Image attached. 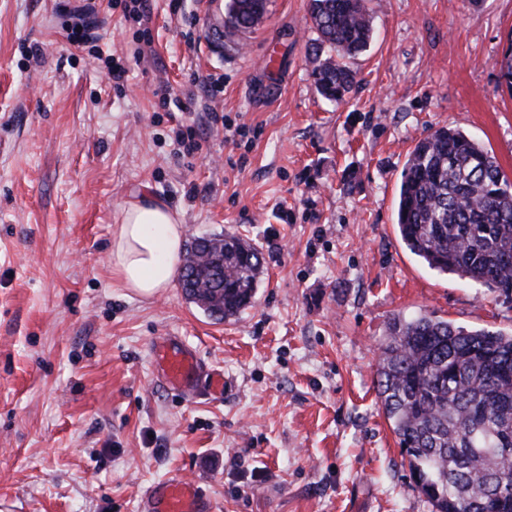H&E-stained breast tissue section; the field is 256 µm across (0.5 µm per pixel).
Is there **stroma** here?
Instances as JSON below:
<instances>
[{
    "label": "stroma",
    "mask_w": 512,
    "mask_h": 512,
    "mask_svg": "<svg viewBox=\"0 0 512 512\" xmlns=\"http://www.w3.org/2000/svg\"><path fill=\"white\" fill-rule=\"evenodd\" d=\"M58 2L0 0V512H142L177 475L215 512H432L377 398L388 323L510 333L512 298L420 263L395 198L408 153L441 126L512 179L495 66L512 0H367L375 36L338 104L311 75L307 0H270L246 34L225 27L228 0L176 14L166 0L141 13L77 0L80 15ZM80 27L87 41L71 43ZM161 90L188 110L164 111ZM144 195L180 213L185 239L259 249L235 319L176 283L149 298L118 287L112 230ZM159 336L226 390H170Z\"/></svg>",
    "instance_id": "35a3bbf8"
}]
</instances>
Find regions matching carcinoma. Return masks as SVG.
<instances>
[{
	"label": "carcinoma",
	"mask_w": 512,
	"mask_h": 512,
	"mask_svg": "<svg viewBox=\"0 0 512 512\" xmlns=\"http://www.w3.org/2000/svg\"><path fill=\"white\" fill-rule=\"evenodd\" d=\"M308 12L314 84L339 102L373 37L366 0H308ZM267 13V0H229L225 24L250 32ZM507 51L496 65L512 92V39ZM397 229L430 269L512 297V182L464 131L433 128L415 144L401 174ZM261 273V253L243 238L197 237L180 285L224 321L251 303ZM377 377L382 411L432 512H512V452H502L512 449V334L397 316Z\"/></svg>",
	"instance_id": "obj_1"
}]
</instances>
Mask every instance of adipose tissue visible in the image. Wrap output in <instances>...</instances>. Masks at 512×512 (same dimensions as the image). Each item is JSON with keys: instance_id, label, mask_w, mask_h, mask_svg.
<instances>
[{"instance_id": "obj_1", "label": "adipose tissue", "mask_w": 512, "mask_h": 512, "mask_svg": "<svg viewBox=\"0 0 512 512\" xmlns=\"http://www.w3.org/2000/svg\"><path fill=\"white\" fill-rule=\"evenodd\" d=\"M180 215L166 203L129 202L112 232L109 256L120 287L144 296L171 286L182 245Z\"/></svg>"}]
</instances>
